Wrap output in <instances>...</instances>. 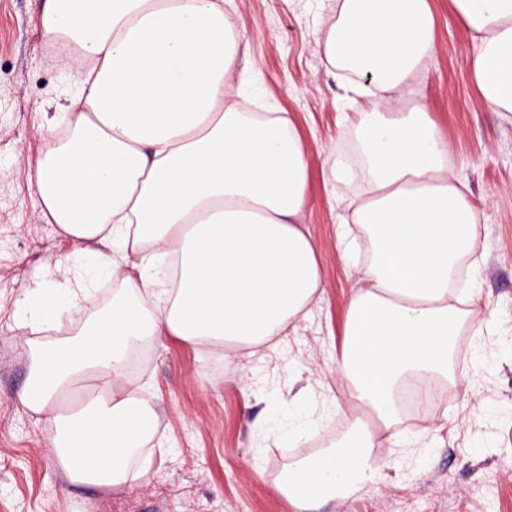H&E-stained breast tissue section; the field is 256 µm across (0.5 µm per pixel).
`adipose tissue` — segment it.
I'll return each mask as SVG.
<instances>
[{"mask_svg":"<svg viewBox=\"0 0 512 512\" xmlns=\"http://www.w3.org/2000/svg\"><path fill=\"white\" fill-rule=\"evenodd\" d=\"M470 33L471 73L486 106L512 122V0H448ZM43 35L71 57L77 84L30 180L43 218L98 243L119 281L94 302L80 273L30 289L17 327L75 336L33 348L20 395L54 429L67 480L123 490L147 479L155 411L128 378L144 343H220L225 360L297 330L322 293L317 245L300 219L309 163L287 113L244 112L229 77L239 30L224 0H44ZM331 72L372 73L355 133L360 162L329 160L328 187L356 182L350 223L370 259L347 307L337 374L363 413L344 443L293 462L277 487L298 507L347 497L381 476V433H394L395 392L408 376H447L461 324L479 314L452 280L480 235L466 183L410 75L436 51L429 0H337L320 23ZM172 261L178 285L153 269Z\"/></svg>","mask_w":512,"mask_h":512,"instance_id":"ef3b65f1","label":"adipose tissue"}]
</instances>
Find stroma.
Returning a JSON list of instances; mask_svg holds the SVG:
<instances>
[{"label":"stroma","mask_w":512,"mask_h":512,"mask_svg":"<svg viewBox=\"0 0 512 512\" xmlns=\"http://www.w3.org/2000/svg\"><path fill=\"white\" fill-rule=\"evenodd\" d=\"M232 2L245 30L240 49L260 68L244 75L240 108L288 113L307 153L301 222L317 243L324 294L277 349L246 362H226L218 345L175 340L139 351L132 376L156 412L152 470L148 481L107 493L66 479L53 431L19 402L30 345L59 337L16 327L27 289L60 279L65 264L93 274L97 257L42 219L30 183L46 127L75 88L65 55L40 29L43 0H0V512H297L276 488L281 474L352 427L351 389L333 359L359 273L342 253L326 160L356 156L358 107L315 45V24L336 0ZM429 3L437 51L410 84L478 208L475 285L495 317L462 324L469 356L452 361L439 385L446 404L416 415L398 398L399 434L383 442L380 480L310 512H512V124L475 88L474 46L448 0Z\"/></svg>","instance_id":"35a3bbf8"}]
</instances>
